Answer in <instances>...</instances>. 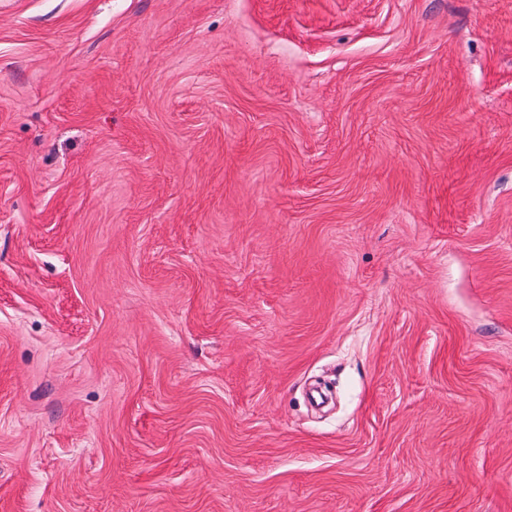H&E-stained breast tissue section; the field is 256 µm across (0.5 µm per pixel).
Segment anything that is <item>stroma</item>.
<instances>
[{
    "mask_svg": "<svg viewBox=\"0 0 512 512\" xmlns=\"http://www.w3.org/2000/svg\"><path fill=\"white\" fill-rule=\"evenodd\" d=\"M0 512H512V0H0Z\"/></svg>",
    "mask_w": 512,
    "mask_h": 512,
    "instance_id": "obj_1",
    "label": "stroma"
}]
</instances>
